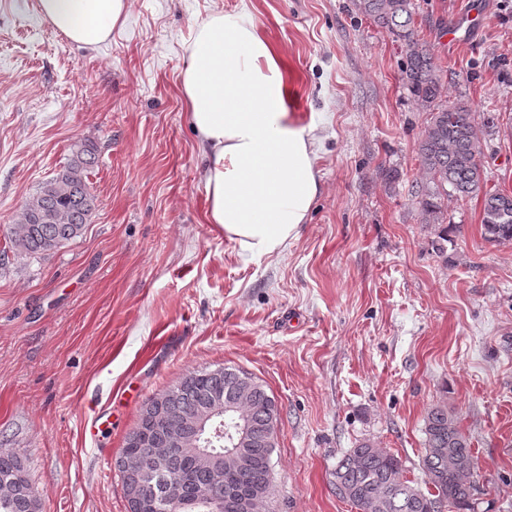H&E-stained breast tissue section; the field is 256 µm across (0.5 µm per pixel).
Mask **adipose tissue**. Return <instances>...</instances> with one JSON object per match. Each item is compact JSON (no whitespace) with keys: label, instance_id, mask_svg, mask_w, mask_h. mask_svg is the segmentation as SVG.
<instances>
[{"label":"adipose tissue","instance_id":"obj_1","mask_svg":"<svg viewBox=\"0 0 512 512\" xmlns=\"http://www.w3.org/2000/svg\"><path fill=\"white\" fill-rule=\"evenodd\" d=\"M44 19L94 48L130 0H39ZM178 92L206 157V223L253 257L282 253L319 194L315 126L293 111L282 56L251 13L216 12L196 29Z\"/></svg>","mask_w":512,"mask_h":512}]
</instances>
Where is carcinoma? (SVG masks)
<instances>
[{"label": "carcinoma", "instance_id": "1", "mask_svg": "<svg viewBox=\"0 0 512 512\" xmlns=\"http://www.w3.org/2000/svg\"><path fill=\"white\" fill-rule=\"evenodd\" d=\"M358 9L389 34L402 41L405 59L403 81L410 94L429 107L430 118L419 142L422 178L412 186L424 223H439L442 200L483 196L482 234L491 243L512 242V193L486 189L481 165L483 142L477 133V112L462 99L441 100V79L430 49L417 38L413 25V0H358ZM97 164V152L87 143L77 146L72 158L51 179L42 183L34 196L15 215L11 228V249L18 257L38 258L74 241L92 222L97 199L89 186V174ZM47 208L54 214L50 223H38L35 212ZM243 371L224 367L222 372L201 369L185 374L174 385L155 394L180 415H199L208 409L209 395L218 390L229 397ZM280 408L266 387L256 382L251 397L250 423L258 443L272 424L278 423ZM425 448L421 470L424 486L404 478L402 461L385 449L362 443L350 449L331 472L335 489L348 493V502L358 512H437L436 504L446 501L456 512H473L472 494L461 486L448 469V452L466 460L473 458L468 438L458 428L445 406L431 408L425 418ZM212 468L198 469L193 483L220 495L224 489L214 483L213 469H228L234 463L232 445L224 438L207 443ZM22 476L19 492L0 500V512H33L40 500L24 462L12 454H0V477Z\"/></svg>", "mask_w": 512, "mask_h": 512}]
</instances>
